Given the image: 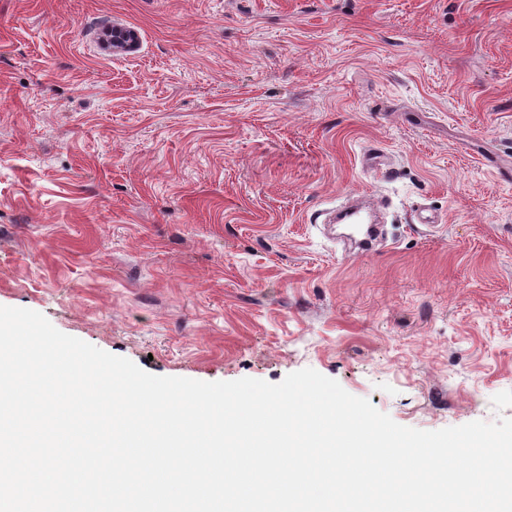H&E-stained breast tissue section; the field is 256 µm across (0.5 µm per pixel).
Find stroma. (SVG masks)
<instances>
[{
    "label": "stroma",
    "instance_id": "stroma-1",
    "mask_svg": "<svg viewBox=\"0 0 512 512\" xmlns=\"http://www.w3.org/2000/svg\"><path fill=\"white\" fill-rule=\"evenodd\" d=\"M351 193L368 252L318 220ZM0 306L157 376L512 417V0H0Z\"/></svg>",
    "mask_w": 512,
    "mask_h": 512
}]
</instances>
